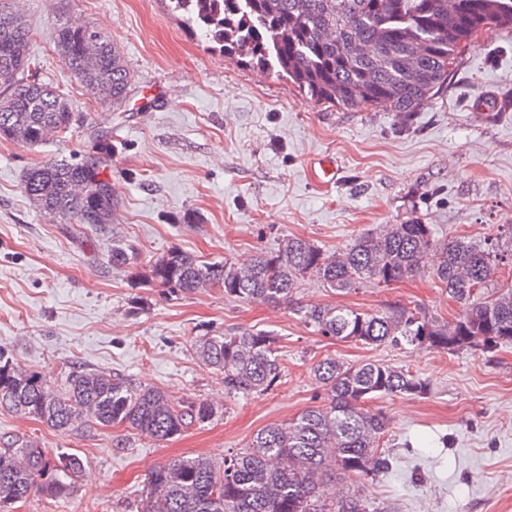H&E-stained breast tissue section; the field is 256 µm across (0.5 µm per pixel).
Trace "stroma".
<instances>
[{
  "label": "stroma",
  "mask_w": 512,
  "mask_h": 512,
  "mask_svg": "<svg viewBox=\"0 0 512 512\" xmlns=\"http://www.w3.org/2000/svg\"><path fill=\"white\" fill-rule=\"evenodd\" d=\"M22 8L39 77L69 98L77 120L35 147L0 139V349L58 390L70 371L97 369L222 412L164 442L121 426L62 434L0 412V437L86 462L71 496L35 494L16 512H132L157 466L223 460L267 425L323 404L311 368L328 355L384 362L431 383L426 395L377 402L393 457L391 470L363 486L377 512H512V346L453 354L365 346L321 336L295 312L400 303L451 320L459 306L431 278L344 295L309 281L288 305L232 301L220 288L168 297L145 278L150 260L174 249L244 259L294 235L333 252L412 216L437 236L483 244L512 224V29L462 47L446 84L405 121L317 102L212 47L164 0H23ZM62 18L96 28L120 51L131 74L121 106L99 103L54 52L50 28ZM98 128L119 147L102 169L112 222L98 231L52 221L22 192L23 176L91 153ZM319 157L335 163L334 183L313 178ZM117 243L133 252L120 268L110 263ZM241 329L277 338L284 374L268 393L226 395L223 375L195 353L204 336Z\"/></svg>",
  "instance_id": "obj_1"
}]
</instances>
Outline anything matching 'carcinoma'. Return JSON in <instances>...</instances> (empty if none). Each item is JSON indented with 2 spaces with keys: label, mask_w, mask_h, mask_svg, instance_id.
I'll return each mask as SVG.
<instances>
[{
  "label": "carcinoma",
  "mask_w": 512,
  "mask_h": 512,
  "mask_svg": "<svg viewBox=\"0 0 512 512\" xmlns=\"http://www.w3.org/2000/svg\"><path fill=\"white\" fill-rule=\"evenodd\" d=\"M173 9L224 52L247 58L318 101L346 109L383 108L407 117L448 79L460 46L479 27L512 28V0H170ZM33 32L24 16L0 0V138L38 146L68 132L75 121L66 97L38 77L29 53ZM52 41L67 70L104 104L128 96L131 75L115 46L87 26L55 24ZM97 155L80 162L49 160L25 175L23 191L63 224L112 223L111 186L100 172L112 138L95 136ZM512 252L491 238L476 245L440 239L413 217L378 224L348 246L327 252L286 236L243 263L209 262L181 250L149 262L148 281L172 295L207 288L243 302L289 303L302 282L338 293L365 284L387 287L426 275L461 306L451 321L398 304L362 312L343 306L301 308L303 321L323 336L368 346L410 345L453 353H490L512 344V285L495 286ZM201 363L224 375L229 395L264 394L284 368L275 338L245 329L203 338ZM327 403L258 431L248 447L218 462L206 456L170 461L145 479L136 512H370L361 486L391 468L382 446L385 416L371 402L420 397L428 383L380 362L347 363L327 356L312 366ZM0 411L38 419L60 433L78 426H124L168 441L211 420L207 401L175 402L164 392L102 370L71 372L62 392L0 349ZM83 468L76 454L55 455L34 440L0 448V512L33 493L49 499L73 493ZM352 489L330 497L328 476Z\"/></svg>",
  "instance_id": "cac0c4a2"
}]
</instances>
